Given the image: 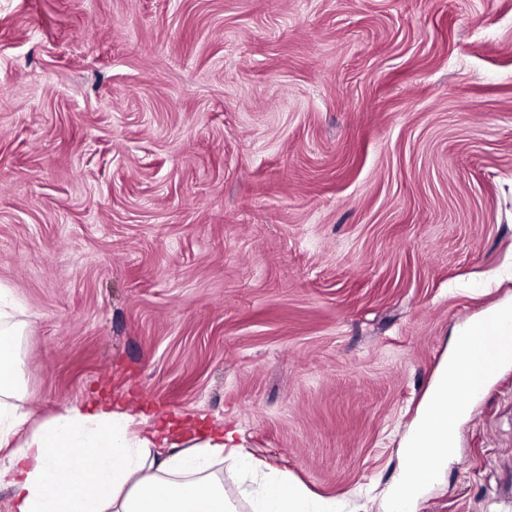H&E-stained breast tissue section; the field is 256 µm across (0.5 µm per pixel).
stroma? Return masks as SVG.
<instances>
[{"label": "stroma", "mask_w": 512, "mask_h": 512, "mask_svg": "<svg viewBox=\"0 0 512 512\" xmlns=\"http://www.w3.org/2000/svg\"><path fill=\"white\" fill-rule=\"evenodd\" d=\"M28 427L105 394L379 512L512 297V0H0ZM418 512H512V365Z\"/></svg>", "instance_id": "35a3bbf8"}]
</instances>
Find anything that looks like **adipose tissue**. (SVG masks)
Here are the masks:
<instances>
[{"label":"adipose tissue","instance_id":"ef3b65f1","mask_svg":"<svg viewBox=\"0 0 512 512\" xmlns=\"http://www.w3.org/2000/svg\"><path fill=\"white\" fill-rule=\"evenodd\" d=\"M20 328L0 307V490L12 512H238L213 464L235 458L251 512H336L288 475L261 470L221 427L160 433L142 415L98 401L45 421L28 435L21 390Z\"/></svg>","mask_w":512,"mask_h":512}]
</instances>
